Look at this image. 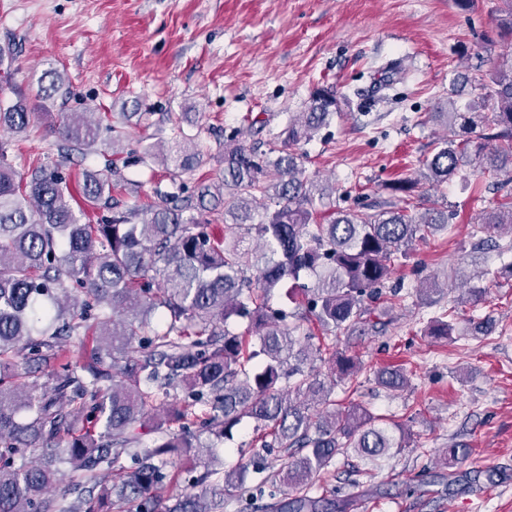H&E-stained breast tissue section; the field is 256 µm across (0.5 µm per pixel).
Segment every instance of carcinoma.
<instances>
[{"label":"carcinoma","mask_w":512,"mask_h":512,"mask_svg":"<svg viewBox=\"0 0 512 512\" xmlns=\"http://www.w3.org/2000/svg\"><path fill=\"white\" fill-rule=\"evenodd\" d=\"M496 22L512 36V0H502ZM44 77L42 98L67 92L59 72ZM481 85L483 94L466 102L448 92L440 116L449 134L420 180L385 184L400 206L338 209L333 191L306 173L296 146L336 114L328 86L313 92L307 111L288 116L278 147L248 145L233 132L223 178L192 188L201 158L195 139L176 137L160 155L151 145L132 150L133 112L119 113L104 141L101 120L82 112L64 121L58 160L25 174L0 137V512H223L243 499L253 512H354L351 497L311 494L315 479L340 456L380 469L410 447V436L332 398L363 370L336 351V332H386L384 318L401 299V287L386 290L393 268L416 241L448 229V211L416 213L419 182L448 183L471 153L484 172L509 166L512 182V66L489 69ZM31 115L20 99L1 107L0 132L27 133ZM99 144L112 158L83 171L81 195L108 215L83 224L62 167ZM119 156L125 168L160 161L171 189L155 190L146 207L116 200ZM220 213L232 219L222 238L210 219ZM489 231L512 237V195L479 217L475 232ZM288 280L295 307H272L270 296ZM155 317L163 329L148 336ZM454 331L443 313L424 335ZM74 336L93 337L75 359L66 351ZM319 361L329 364L323 380ZM20 363L47 382L25 381ZM376 380L390 392L409 383L390 368ZM177 388L185 393L179 404L152 414ZM172 421L179 430L168 428ZM244 421L260 448H281L288 460L275 468L255 453L230 471L213 467L192 430L229 440ZM151 433L153 446L141 447ZM178 453L188 471L203 469L192 480L200 492H166V467ZM468 455L454 445L438 462L448 468Z\"/></svg>","instance_id":"carcinoma-1"}]
</instances>
